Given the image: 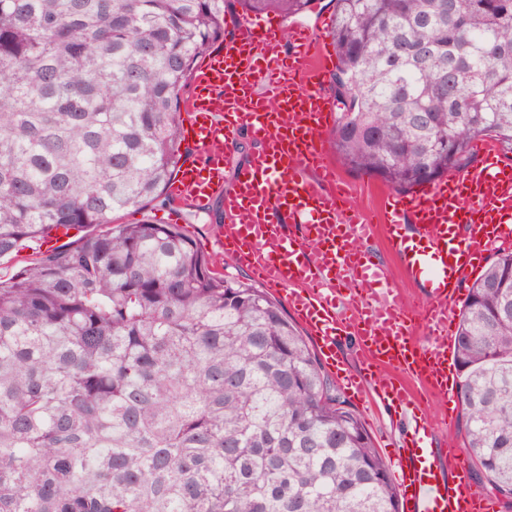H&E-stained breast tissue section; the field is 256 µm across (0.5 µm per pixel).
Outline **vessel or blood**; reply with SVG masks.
<instances>
[{
    "label": "vessel or blood",
    "instance_id": "b4317fda",
    "mask_svg": "<svg viewBox=\"0 0 512 512\" xmlns=\"http://www.w3.org/2000/svg\"><path fill=\"white\" fill-rule=\"evenodd\" d=\"M327 69L310 26L240 19L193 70L182 124L190 156L169 186L172 209L222 196L225 253L287 304L352 398L379 402L406 423L390 452L403 512H494L460 448L435 447L434 436L459 413L452 314L461 286L492 248L512 244V168L482 146L480 164L384 196L377 222L368 221L324 161ZM244 133L257 147L225 183V153ZM376 232L389 261L367 248ZM393 265L422 289L419 309L389 287ZM344 336L356 339L358 372L336 354ZM429 399L445 411L430 416Z\"/></svg>",
    "mask_w": 512,
    "mask_h": 512
}]
</instances>
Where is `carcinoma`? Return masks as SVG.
<instances>
[{
  "mask_svg": "<svg viewBox=\"0 0 512 512\" xmlns=\"http://www.w3.org/2000/svg\"><path fill=\"white\" fill-rule=\"evenodd\" d=\"M0 0V512H400L360 415L264 290L160 199L185 152L182 93L228 2ZM331 144L411 190L512 153V0H335ZM79 236L45 246L58 229ZM455 332L465 451L512 509V249Z\"/></svg>",
  "mask_w": 512,
  "mask_h": 512,
  "instance_id": "1",
  "label": "carcinoma"
}]
</instances>
